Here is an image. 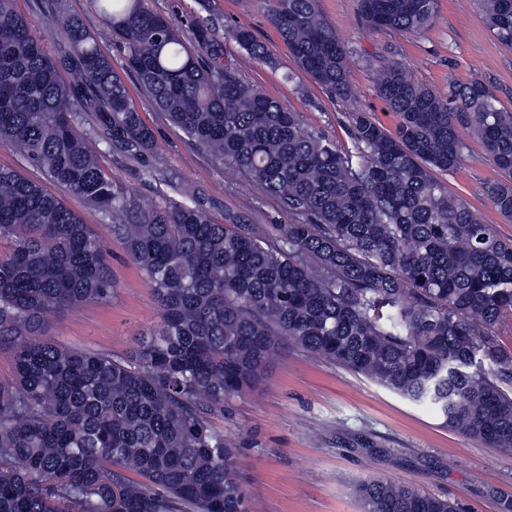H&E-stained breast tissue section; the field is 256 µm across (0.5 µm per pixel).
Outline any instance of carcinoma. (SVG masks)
I'll list each match as a JSON object with an SVG mask.
<instances>
[{
    "label": "carcinoma",
    "mask_w": 512,
    "mask_h": 512,
    "mask_svg": "<svg viewBox=\"0 0 512 512\" xmlns=\"http://www.w3.org/2000/svg\"><path fill=\"white\" fill-rule=\"evenodd\" d=\"M104 32L150 106L213 161L279 201L287 224H256L213 199L144 206L119 191L87 142L137 162L154 130L91 32L46 0L70 51L49 54L13 0H0V140L112 226L161 308L124 356L50 334L61 309L115 293L107 245L56 195L0 168V512H246L236 442L213 420L261 381L289 342L404 398L446 426L512 451V242L437 178L469 157L467 129L508 177L486 186L512 220V113L480 80L440 95L385 59L376 96L390 131L357 105L344 43L320 0H270L269 19L298 69L354 105L339 147L224 60L204 26L185 33L147 0H96ZM512 49V0H480ZM438 0H359L375 29L421 30ZM236 45L267 61L244 26ZM71 71L64 82L59 70ZM365 512H457L450 500L369 480Z\"/></svg>",
    "instance_id": "obj_1"
}]
</instances>
